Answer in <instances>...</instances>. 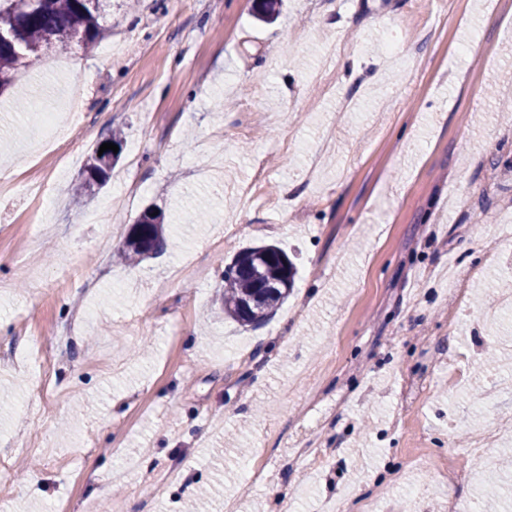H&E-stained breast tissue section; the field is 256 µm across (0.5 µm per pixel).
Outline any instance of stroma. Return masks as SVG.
<instances>
[{"label":"stroma","instance_id":"1","mask_svg":"<svg viewBox=\"0 0 512 512\" xmlns=\"http://www.w3.org/2000/svg\"><path fill=\"white\" fill-rule=\"evenodd\" d=\"M261 2L112 0L101 41L42 48L0 93V164L19 167L0 192V512H189L203 490L201 512H484L491 485L512 512V472L470 451L472 429L512 425V311L483 319L512 280V0H278L269 22ZM44 112L72 161L39 207ZM115 129L120 163L74 206ZM258 157L267 198L245 207ZM150 206L167 250L125 266ZM264 243L295 284L243 327L222 271Z\"/></svg>","mask_w":512,"mask_h":512}]
</instances>
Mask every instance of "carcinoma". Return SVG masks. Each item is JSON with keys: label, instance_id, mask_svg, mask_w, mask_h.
I'll return each mask as SVG.
<instances>
[{"label": "carcinoma", "instance_id": "obj_1", "mask_svg": "<svg viewBox=\"0 0 512 512\" xmlns=\"http://www.w3.org/2000/svg\"><path fill=\"white\" fill-rule=\"evenodd\" d=\"M112 0H0V91L15 72L38 61V49L51 45L68 50L76 41L86 46L104 35L101 24ZM120 153L93 151L85 165L84 187L104 183ZM167 249L162 212L145 210L121 244L130 264ZM296 267L275 245L240 250L224 267V316L254 326L266 320L293 290Z\"/></svg>", "mask_w": 512, "mask_h": 512}]
</instances>
